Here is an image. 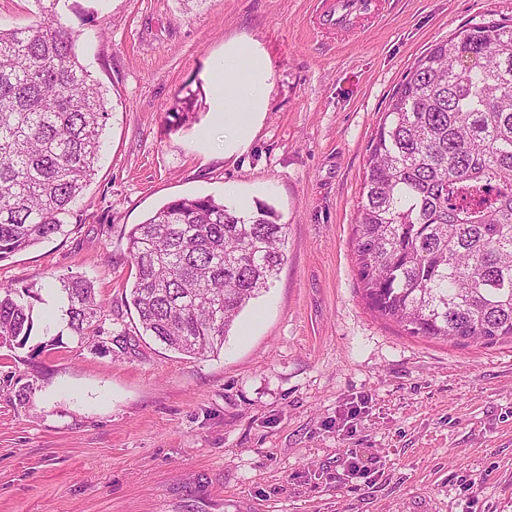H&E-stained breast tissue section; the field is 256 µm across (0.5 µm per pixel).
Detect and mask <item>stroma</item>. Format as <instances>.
<instances>
[{
    "mask_svg": "<svg viewBox=\"0 0 512 512\" xmlns=\"http://www.w3.org/2000/svg\"><path fill=\"white\" fill-rule=\"evenodd\" d=\"M378 2L374 23L337 33L317 29L316 0L62 5L110 116L65 234L0 262V283L40 294L38 336L62 340L0 347V512H512V341L454 345L380 318L353 234L403 73L466 22L512 23V0ZM242 40L273 88L228 156L211 73ZM230 194L276 211L287 260L219 355L63 332L61 279L93 281L135 327L125 232L174 199Z\"/></svg>",
    "mask_w": 512,
    "mask_h": 512,
    "instance_id": "35a3bbf8",
    "label": "stroma"
}]
</instances>
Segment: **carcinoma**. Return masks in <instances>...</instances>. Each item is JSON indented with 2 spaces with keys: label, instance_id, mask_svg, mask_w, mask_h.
Wrapping results in <instances>:
<instances>
[{
  "label": "carcinoma",
  "instance_id": "obj_1",
  "mask_svg": "<svg viewBox=\"0 0 512 512\" xmlns=\"http://www.w3.org/2000/svg\"><path fill=\"white\" fill-rule=\"evenodd\" d=\"M0 28V261L64 233L92 182L106 89L76 51L60 0ZM287 225L260 204L168 202L125 233L142 334L217 355L240 312L285 261ZM363 296L410 336L512 340V25H464L405 72L366 149L354 225ZM64 329L101 336L91 281H62ZM38 295L0 284V346L23 348Z\"/></svg>",
  "mask_w": 512,
  "mask_h": 512
}]
</instances>
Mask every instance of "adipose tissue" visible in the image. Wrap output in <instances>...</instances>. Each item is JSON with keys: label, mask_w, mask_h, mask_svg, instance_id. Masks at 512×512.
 <instances>
[{"label": "adipose tissue", "mask_w": 512, "mask_h": 512, "mask_svg": "<svg viewBox=\"0 0 512 512\" xmlns=\"http://www.w3.org/2000/svg\"><path fill=\"white\" fill-rule=\"evenodd\" d=\"M215 112L224 127V151L245 150L272 91L270 68L251 43L238 41L214 63Z\"/></svg>", "instance_id": "adipose-tissue-1"}]
</instances>
